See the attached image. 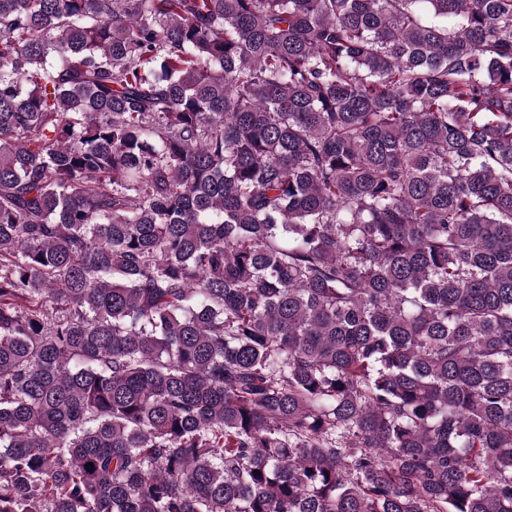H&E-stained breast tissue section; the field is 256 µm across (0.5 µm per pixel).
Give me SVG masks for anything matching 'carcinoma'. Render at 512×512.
I'll return each instance as SVG.
<instances>
[{
    "label": "carcinoma",
    "instance_id": "carcinoma-1",
    "mask_svg": "<svg viewBox=\"0 0 512 512\" xmlns=\"http://www.w3.org/2000/svg\"><path fill=\"white\" fill-rule=\"evenodd\" d=\"M0 512H512V0H0Z\"/></svg>",
    "mask_w": 512,
    "mask_h": 512
}]
</instances>
